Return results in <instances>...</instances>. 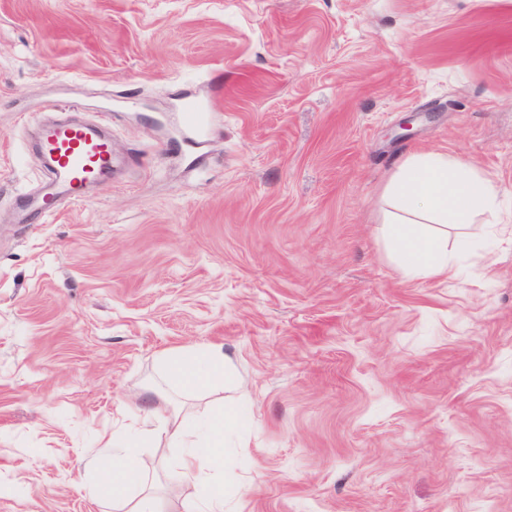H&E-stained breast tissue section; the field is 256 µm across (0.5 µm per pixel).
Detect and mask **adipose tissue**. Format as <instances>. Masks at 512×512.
Masks as SVG:
<instances>
[{
	"label": "adipose tissue",
	"mask_w": 512,
	"mask_h": 512,
	"mask_svg": "<svg viewBox=\"0 0 512 512\" xmlns=\"http://www.w3.org/2000/svg\"><path fill=\"white\" fill-rule=\"evenodd\" d=\"M395 203L384 224L383 235L403 274L410 279L447 277L455 272L448 260V231L467 229L474 217L489 209L495 199L490 180L467 170L455 157L441 153L414 155L402 165L386 188ZM170 377L186 389H199L224 379V357L206 358L181 349L168 353ZM229 411L218 410L204 427L174 417L169 436L184 447L176 468L202 489L200 512H224V495L209 484L217 455L224 446ZM140 445L128 436L112 443V464L98 485L99 495L127 497V512H164L160 496L147 491L148 477L139 463Z\"/></svg>",
	"instance_id": "ef3b65f1"
}]
</instances>
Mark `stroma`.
Instances as JSON below:
<instances>
[{
  "label": "stroma",
  "mask_w": 512,
  "mask_h": 512,
  "mask_svg": "<svg viewBox=\"0 0 512 512\" xmlns=\"http://www.w3.org/2000/svg\"><path fill=\"white\" fill-rule=\"evenodd\" d=\"M57 113L125 163L34 220ZM425 152L498 209L410 280L384 189ZM181 348L231 379L180 389ZM220 405L224 512H512V0H0V512H117L87 464L140 428L193 512L159 430Z\"/></svg>",
  "instance_id": "1"
}]
</instances>
